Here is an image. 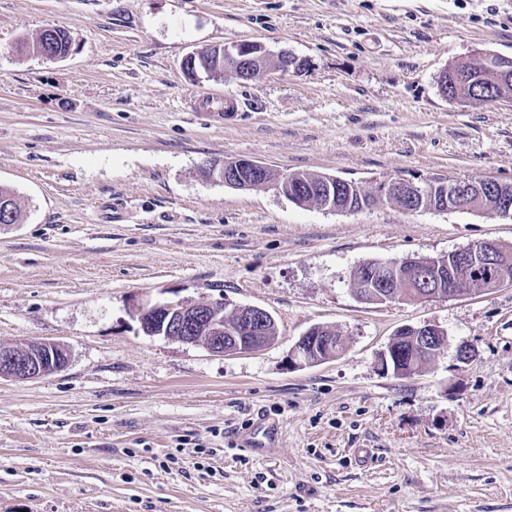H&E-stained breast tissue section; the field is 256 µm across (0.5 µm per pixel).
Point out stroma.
I'll use <instances>...</instances> for the list:
<instances>
[{
	"label": "stroma",
	"mask_w": 512,
	"mask_h": 512,
	"mask_svg": "<svg viewBox=\"0 0 512 512\" xmlns=\"http://www.w3.org/2000/svg\"><path fill=\"white\" fill-rule=\"evenodd\" d=\"M72 50H20L45 27ZM240 41L305 60L251 81L190 76ZM512 57V0H0V342L49 339L53 375L0 379V512H512V287L445 301L359 300L365 262L512 248L492 212L355 213L275 185L206 179L246 157L365 191L411 175L512 182V103L458 102L450 63ZM215 94L236 99L223 114ZM268 311L257 353L144 335L135 301ZM449 348L410 377L376 353L406 325ZM334 360L292 367L309 328ZM476 349L457 368L453 346ZM277 432L258 456L237 433Z\"/></svg>",
	"instance_id": "obj_1"
}]
</instances>
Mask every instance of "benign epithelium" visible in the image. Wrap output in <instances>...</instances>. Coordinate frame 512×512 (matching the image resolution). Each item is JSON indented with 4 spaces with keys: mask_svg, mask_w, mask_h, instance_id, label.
<instances>
[{
    "mask_svg": "<svg viewBox=\"0 0 512 512\" xmlns=\"http://www.w3.org/2000/svg\"><path fill=\"white\" fill-rule=\"evenodd\" d=\"M224 69L232 70L245 81L276 65L288 69L293 60L286 55L273 58L266 47L254 41L237 42L223 46ZM482 67L507 79L512 75V59L484 54ZM453 79L455 91L474 83L479 77L462 71L452 64L439 77L440 89H445L448 79ZM269 167L248 158L226 160L205 168L209 178L237 189H252L258 185L274 183L289 200L299 205L317 201L330 210H338L336 197L345 191L362 194L353 181L322 175L317 177L316 193L303 194L305 178L298 174L282 176L276 180L268 173ZM374 198L379 202H401L410 210H417L427 200L436 202L432 210L482 211L481 201L496 199L495 212L504 218L512 216V200L502 194L501 181L489 177L479 181L466 178L444 179L435 175L427 177L396 178L375 185ZM507 255L500 252L497 243L482 240L448 253V259L405 258L382 265H367L365 274L355 281L358 296L370 303L411 302L419 298L437 301L459 297L471 292L470 282H489L494 288L512 285L507 278ZM141 330L149 336H163L187 345L201 344L214 355L258 352L265 347L257 336L266 323V311L257 306L221 305L219 301L192 303L185 300L137 302L133 305ZM410 336L417 341L423 359L429 360L448 343V332L437 324L403 326L387 346L377 354L379 370L397 376H409L412 365H399L398 341ZM332 332L323 327H312L294 344L289 362L293 366H312L336 358L332 352ZM69 362L67 351L59 344L47 340L26 343L22 354L12 351V346L0 344V377L26 380L47 377L63 370Z\"/></svg>",
    "mask_w": 512,
    "mask_h": 512,
    "instance_id": "benign-epithelium-1",
    "label": "benign epithelium"
}]
</instances>
